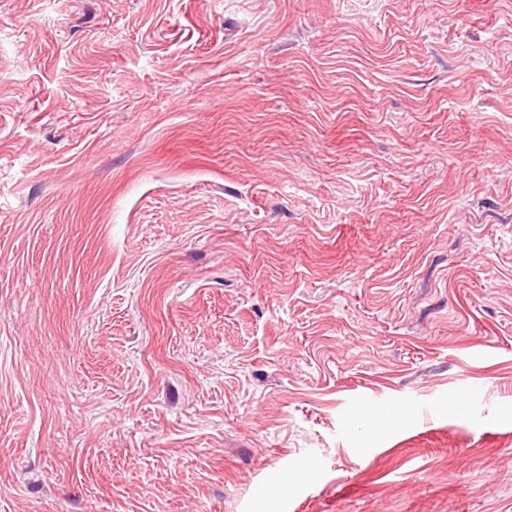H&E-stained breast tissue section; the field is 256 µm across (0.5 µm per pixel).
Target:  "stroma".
I'll list each match as a JSON object with an SVG mask.
<instances>
[{"mask_svg": "<svg viewBox=\"0 0 512 512\" xmlns=\"http://www.w3.org/2000/svg\"><path fill=\"white\" fill-rule=\"evenodd\" d=\"M0 512H512V0H0Z\"/></svg>", "mask_w": 512, "mask_h": 512, "instance_id": "1", "label": "stroma"}]
</instances>
